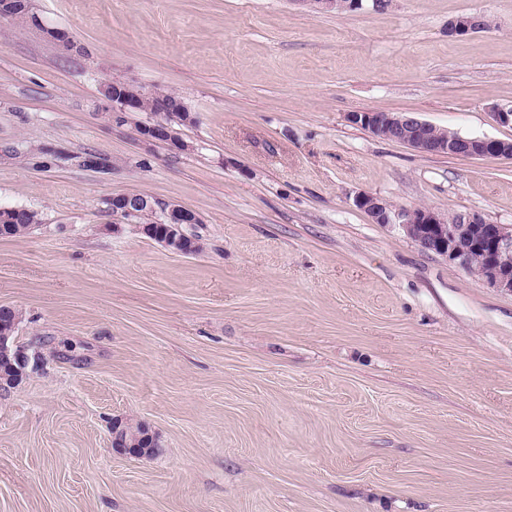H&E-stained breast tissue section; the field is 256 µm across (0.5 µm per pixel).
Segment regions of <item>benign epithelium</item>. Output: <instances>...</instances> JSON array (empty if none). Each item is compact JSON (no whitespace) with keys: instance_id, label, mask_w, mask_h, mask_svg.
<instances>
[{"instance_id":"obj_1","label":"benign epithelium","mask_w":512,"mask_h":512,"mask_svg":"<svg viewBox=\"0 0 512 512\" xmlns=\"http://www.w3.org/2000/svg\"><path fill=\"white\" fill-rule=\"evenodd\" d=\"M315 12L330 13L363 8L365 0H295ZM484 28V16L471 14L448 21V35L468 36ZM105 101L112 108L113 120L121 122L129 112L141 107L145 92L130 83L112 81L101 86ZM352 123L370 131L375 137L405 145L421 154H443L458 157H494L512 160V140L469 138L426 122L410 112H354ZM140 141L152 144L168 141L176 149L187 151L190 145L178 140L165 128L155 124L143 127ZM356 206L363 210L374 224H397L406 236L423 250L433 252L448 261L473 271L488 285L512 293V225L490 224L474 214H458L449 220L432 208L394 209L382 198L363 194L356 198ZM112 215L130 219L147 211L156 212L154 201L140 193L109 197ZM164 231L156 241L175 253L192 254L191 236L185 226L200 223L198 215L181 205L168 204L161 208ZM0 395H7L20 386L28 375L31 362L38 354L16 344L11 330L18 328L17 309L0 306ZM146 445L129 442L125 437L124 420H112V449L119 455L142 457L155 451L149 445V436H142Z\"/></svg>"}]
</instances>
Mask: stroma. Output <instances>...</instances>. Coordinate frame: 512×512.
<instances>
[{"instance_id": "obj_1", "label": "stroma", "mask_w": 512, "mask_h": 512, "mask_svg": "<svg viewBox=\"0 0 512 512\" xmlns=\"http://www.w3.org/2000/svg\"><path fill=\"white\" fill-rule=\"evenodd\" d=\"M0 17V305L40 359L0 398V512H512V293L355 204L512 225V161L425 155L351 113L512 139V0H31ZM478 13L465 38L449 20ZM65 30L66 49L44 27ZM182 99L188 151L112 121ZM114 160L44 164L41 147ZM200 218L176 254L105 201ZM158 440L112 451V418ZM295 2L319 13L341 12L343 10L355 11L363 8V2H372L373 8H379L385 3V1L380 0H295ZM101 93L104 100L110 104L113 120L117 123H120L127 113L138 112L140 107L141 112L162 114V119L155 123H164L171 127L170 123H175L173 118L181 120L177 112H161L163 104L174 97L172 95L158 92L151 93L142 103L146 93L138 86L121 81L104 83L101 86ZM108 201L112 215L122 219H130L147 211L156 213L154 201L144 194L113 195ZM11 209V211L5 212L9 214L11 224H3L5 233L2 234V237L15 238L27 236L38 226L37 224H41V218L38 212L24 208Z\"/></svg>"}]
</instances>
